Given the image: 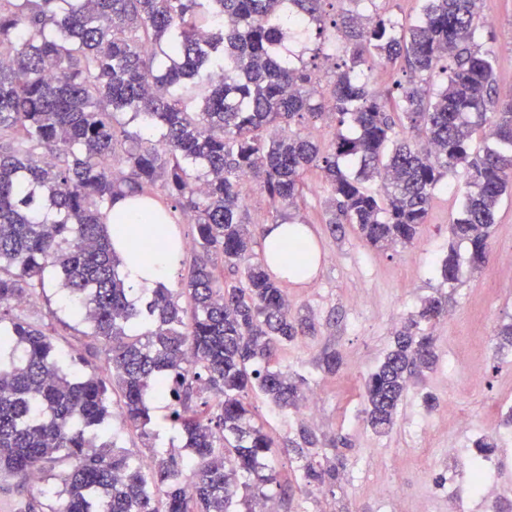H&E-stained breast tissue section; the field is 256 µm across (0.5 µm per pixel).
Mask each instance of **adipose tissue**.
Wrapping results in <instances>:
<instances>
[{
  "label": "adipose tissue",
  "mask_w": 512,
  "mask_h": 512,
  "mask_svg": "<svg viewBox=\"0 0 512 512\" xmlns=\"http://www.w3.org/2000/svg\"><path fill=\"white\" fill-rule=\"evenodd\" d=\"M113 247L123 262V273L132 287L149 288L174 269L180 260V250L155 249L149 252L132 250L124 236L112 239Z\"/></svg>",
  "instance_id": "ef3b65f1"
}]
</instances>
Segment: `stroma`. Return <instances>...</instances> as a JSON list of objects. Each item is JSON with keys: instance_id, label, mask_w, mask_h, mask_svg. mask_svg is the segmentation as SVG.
Wrapping results in <instances>:
<instances>
[{"instance_id": "obj_1", "label": "stroma", "mask_w": 512, "mask_h": 512, "mask_svg": "<svg viewBox=\"0 0 512 512\" xmlns=\"http://www.w3.org/2000/svg\"><path fill=\"white\" fill-rule=\"evenodd\" d=\"M481 14L492 26L495 40L494 77L499 91L512 88V0H482ZM466 189L464 171L443 179L435 192L426 224L413 245L382 251L363 242L351 226L334 230L329 223L331 194L318 173H310L294 209L305 218L321 252V262L306 280L287 283L293 313L311 316L315 330L277 354L279 368L302 375L305 393L318 397L313 414L291 409L278 412L259 395L249 397L256 425L275 443L272 465L279 484L266 488L270 512H489V504L472 493L468 474L477 456L474 440L496 433L499 444L488 458L498 469L494 494L512 500V347L500 346V325L512 322V264H499L512 254V193L505 195L491 228L494 257L485 268L472 270L467 243L453 241L449 225ZM456 249L460 276L444 283L439 266L449 249ZM444 295L448 316L422 323L435 338L433 370L412 382L393 429H371L361 398L365 377L381 363L393 344V333L423 299ZM19 313L43 325L54 344L72 356L84 373L106 383L110 401H118L103 345L86 336V326L59 298L56 282L35 290ZM341 357L338 371L320 365L323 353ZM438 400L427 408L425 394ZM154 435L112 419L118 446L135 459L152 451L182 454L183 437L170 426L167 403L149 402ZM465 414L467 428L453 422ZM313 445H305L303 434ZM308 446L322 466H335L334 482H306L299 469L297 447ZM456 460L459 481L448 489L442 477L449 460ZM61 463L46 465L43 485L0 475V512H48L54 499L50 487L64 472Z\"/></svg>"}]
</instances>
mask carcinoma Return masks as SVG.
<instances>
[{
	"mask_svg": "<svg viewBox=\"0 0 512 512\" xmlns=\"http://www.w3.org/2000/svg\"><path fill=\"white\" fill-rule=\"evenodd\" d=\"M325 2L0 0V473L27 480L47 460L73 461L50 512H237L241 498L254 512L279 482L247 399L255 391L278 411L298 408L304 378L271 361L309 325L253 252L245 183L278 212L297 207L318 171L329 223L387 250L414 243L460 166L468 191L449 232L469 243L472 267L489 261L496 208L512 189V96H496L482 0H423L404 20L348 10L339 21ZM306 22L338 59L327 96L287 47ZM400 58L408 80L379 94L372 62ZM326 117L327 144L292 128ZM478 137L502 148L477 151ZM156 193L195 228L188 319L162 284L134 294L105 223L116 199L145 207ZM140 229L154 248L176 242L165 223ZM310 251L300 236L278 247L299 279ZM218 258L239 284H218ZM459 270L451 248L443 280ZM48 271L65 307L105 342L122 423L149 439L148 400H168L187 457L154 450L143 463L115 451L106 386L74 374L43 327L12 313ZM446 315L442 298L425 299L365 378L374 431L393 427L410 379L436 363L433 337L415 329ZM195 383L220 397L217 413L192 404ZM302 470L307 481L336 479L309 458Z\"/></svg>",
	"mask_w": 512,
	"mask_h": 512,
	"instance_id": "cac0c4a2",
	"label": "carcinoma"
}]
</instances>
